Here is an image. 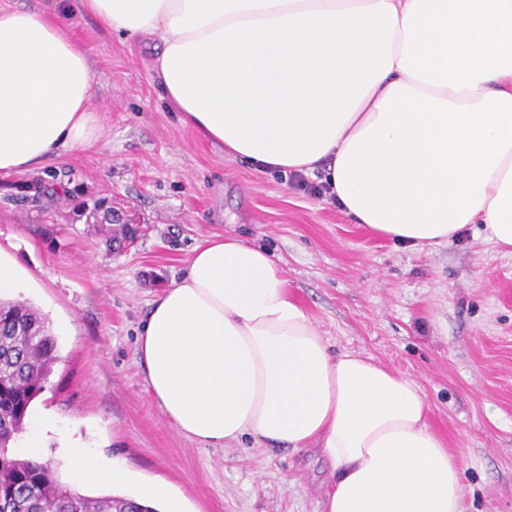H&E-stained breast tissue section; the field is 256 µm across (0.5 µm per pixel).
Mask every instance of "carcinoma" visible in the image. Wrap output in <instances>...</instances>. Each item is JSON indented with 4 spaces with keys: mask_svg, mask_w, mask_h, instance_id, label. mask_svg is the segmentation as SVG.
I'll return each mask as SVG.
<instances>
[{
    "mask_svg": "<svg viewBox=\"0 0 512 512\" xmlns=\"http://www.w3.org/2000/svg\"><path fill=\"white\" fill-rule=\"evenodd\" d=\"M26 188L64 200L73 196L62 180ZM57 360L47 319L27 301L0 300V512H157L128 497L84 496L61 481L52 462L9 452Z\"/></svg>",
    "mask_w": 512,
    "mask_h": 512,
    "instance_id": "1",
    "label": "carcinoma"
}]
</instances>
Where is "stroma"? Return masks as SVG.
I'll return each instance as SVG.
<instances>
[{
    "mask_svg": "<svg viewBox=\"0 0 512 512\" xmlns=\"http://www.w3.org/2000/svg\"><path fill=\"white\" fill-rule=\"evenodd\" d=\"M68 25L89 55L104 137L98 153L36 170L47 181L69 175L70 200L16 197L24 174L0 173V249L33 279L19 296L47 318L60 356L31 406V446L13 455L52 461L68 480L59 447L74 434L131 474L89 496L162 483L183 512H321L331 466L316 447L186 439L154 404L135 355L152 301L185 275L194 247L234 234L281 259L333 351L371 356L417 384L431 429L463 468L464 512H512V255L471 228L433 250L373 234L326 196L182 125L134 41L87 14ZM98 200L134 214L125 247L89 217ZM44 412L55 435L40 430Z\"/></svg>",
    "mask_w": 512,
    "mask_h": 512,
    "instance_id": "stroma-1",
    "label": "stroma"
}]
</instances>
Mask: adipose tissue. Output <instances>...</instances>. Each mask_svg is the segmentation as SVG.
I'll use <instances>...</instances> for the list:
<instances>
[{
	"instance_id": "1",
	"label": "adipose tissue",
	"mask_w": 512,
	"mask_h": 512,
	"mask_svg": "<svg viewBox=\"0 0 512 512\" xmlns=\"http://www.w3.org/2000/svg\"><path fill=\"white\" fill-rule=\"evenodd\" d=\"M88 13L153 43L182 124L262 168L322 173L354 223L411 247L471 225L512 249V0H0V172L99 147ZM147 390L214 448H320L324 512H463L462 470L401 373L328 339L263 247L198 244L136 338ZM75 490L122 481L79 443Z\"/></svg>"
}]
</instances>
